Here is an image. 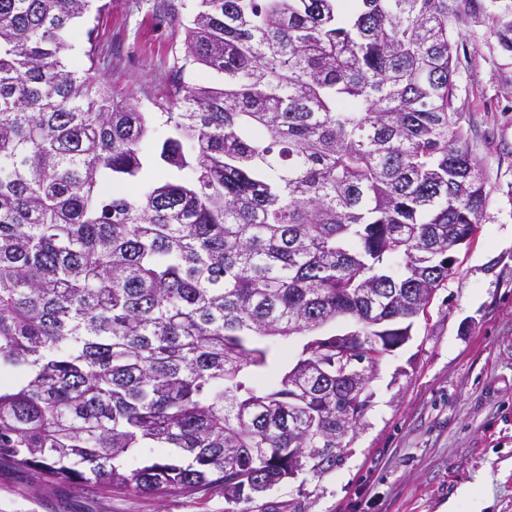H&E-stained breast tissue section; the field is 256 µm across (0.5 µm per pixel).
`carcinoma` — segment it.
<instances>
[{"mask_svg":"<svg viewBox=\"0 0 512 512\" xmlns=\"http://www.w3.org/2000/svg\"><path fill=\"white\" fill-rule=\"evenodd\" d=\"M90 2L0 0V468L239 500L288 479L290 448L333 470L349 399L322 330L355 321L372 380L487 203L457 5L196 0L143 112L94 47L66 59ZM293 336V359L266 343Z\"/></svg>","mask_w":512,"mask_h":512,"instance_id":"cac0c4a2","label":"carcinoma"}]
</instances>
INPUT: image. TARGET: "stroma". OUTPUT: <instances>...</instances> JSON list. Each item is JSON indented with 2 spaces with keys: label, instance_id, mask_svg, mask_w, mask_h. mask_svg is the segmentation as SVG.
Segmentation results:
<instances>
[{
  "label": "stroma",
  "instance_id": "1",
  "mask_svg": "<svg viewBox=\"0 0 512 512\" xmlns=\"http://www.w3.org/2000/svg\"><path fill=\"white\" fill-rule=\"evenodd\" d=\"M454 106L487 177L476 237L389 353L344 458L251 500L37 487L0 470V512H512V0H457ZM194 0H110L77 25L97 74L142 111L183 65Z\"/></svg>",
  "mask_w": 512,
  "mask_h": 512
}]
</instances>
